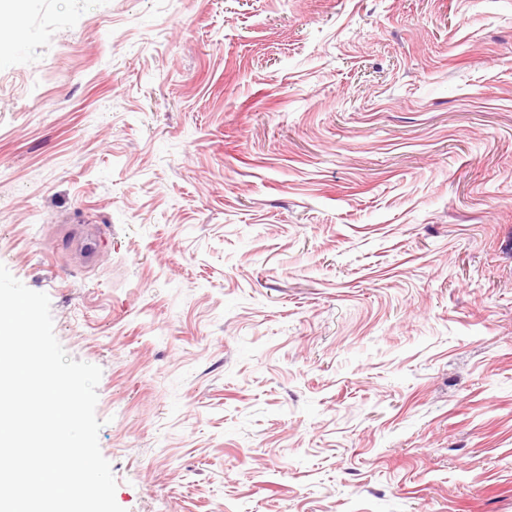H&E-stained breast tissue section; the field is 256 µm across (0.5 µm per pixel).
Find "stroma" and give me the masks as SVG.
I'll use <instances>...</instances> for the list:
<instances>
[{
	"instance_id": "obj_1",
	"label": "stroma",
	"mask_w": 512,
	"mask_h": 512,
	"mask_svg": "<svg viewBox=\"0 0 512 512\" xmlns=\"http://www.w3.org/2000/svg\"><path fill=\"white\" fill-rule=\"evenodd\" d=\"M0 263L102 370L124 512H512V0H31Z\"/></svg>"
}]
</instances>
